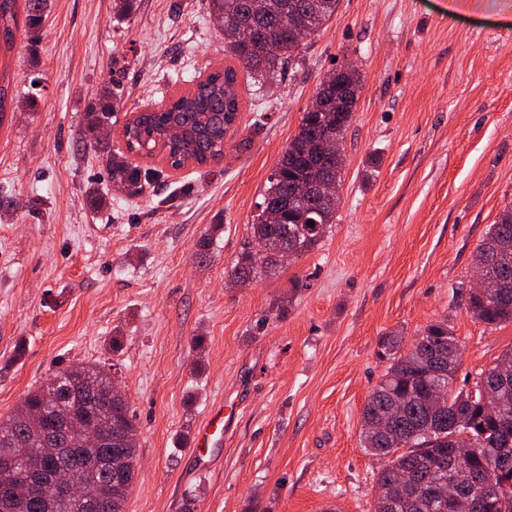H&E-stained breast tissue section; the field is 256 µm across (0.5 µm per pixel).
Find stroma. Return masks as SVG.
<instances>
[{
    "mask_svg": "<svg viewBox=\"0 0 512 512\" xmlns=\"http://www.w3.org/2000/svg\"><path fill=\"white\" fill-rule=\"evenodd\" d=\"M346 60L363 82L336 222L235 285L268 180ZM229 61L208 0H134L120 21L112 0H49L36 45L0 54L11 92L35 102L0 122V418L58 368L105 363L138 423L125 512H374L388 460L363 450L361 412L387 371L380 339L408 348L447 319L456 392L512 348V323L486 326L457 292L512 204V0H339L297 64L261 85L239 71L220 161L132 154L156 179L136 197L113 187L81 141L97 91L117 93L121 150L124 122L184 90L181 75ZM219 401L232 420L202 460L193 431Z\"/></svg>",
    "mask_w": 512,
    "mask_h": 512,
    "instance_id": "1",
    "label": "stroma"
}]
</instances>
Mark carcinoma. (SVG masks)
<instances>
[{
  "instance_id": "carcinoma-1",
  "label": "carcinoma",
  "mask_w": 512,
  "mask_h": 512,
  "mask_svg": "<svg viewBox=\"0 0 512 512\" xmlns=\"http://www.w3.org/2000/svg\"><path fill=\"white\" fill-rule=\"evenodd\" d=\"M48 0H0V50L13 48L17 33L34 32L43 21ZM210 21L224 34V52L254 79L272 74L294 57L305 40L336 13L339 0H208ZM237 70L231 66L199 73L192 89L157 110H145L123 129L130 153L160 150L173 169L188 161L204 165L224 157V139L239 118ZM361 87V74L353 70L344 89L347 111L318 119L303 112L299 128L282 152L268 179L269 187L258 204L260 212L251 224V240L244 244L230 278L253 280L276 270V249L294 250L299 258L336 223V202L319 196L296 194V183L319 176L341 185L344 156L312 153V144L333 138L342 141L353 119ZM112 88L102 87L97 103L85 112L82 143L100 151L108 149L102 132L112 126ZM112 184L137 195L151 184V175L114 153L108 159ZM477 258L491 265L486 273L501 284L495 291L478 295L466 290L469 312L494 327L512 323V205L505 207L477 246ZM402 338L388 334L379 342L378 356L389 362L382 382L370 393L362 412V448L369 455L392 456L376 479L375 512H472L475 501L482 512H512V349L480 374L474 393H447L444 404L435 391L450 389L459 358V343L448 320L429 324L411 348L401 352ZM114 380L101 364L67 365L47 382L26 394L20 406L0 421V458L16 448L28 450L17 461L24 470L34 462L45 480L44 491L30 499L24 512H79L63 502L51 485L59 472L72 468L83 472L93 487H112V467L88 469L96 458L122 462L121 478L135 477L137 437L134 413L125 399L111 395ZM83 404L87 425L101 428L109 442L85 444L63 433L53 447L45 446L54 423L68 415L73 402ZM466 433L475 445L463 464L469 470L492 471L501 498L481 483L461 484L455 497L443 499L440 486L454 477L448 436Z\"/></svg>"
}]
</instances>
